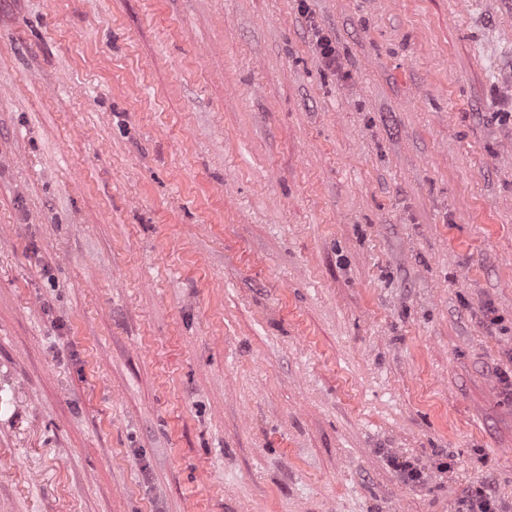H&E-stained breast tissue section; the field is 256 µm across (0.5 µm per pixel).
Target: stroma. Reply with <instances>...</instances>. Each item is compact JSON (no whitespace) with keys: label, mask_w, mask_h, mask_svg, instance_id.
I'll list each match as a JSON object with an SVG mask.
<instances>
[{"label":"stroma","mask_w":512,"mask_h":512,"mask_svg":"<svg viewBox=\"0 0 512 512\" xmlns=\"http://www.w3.org/2000/svg\"><path fill=\"white\" fill-rule=\"evenodd\" d=\"M510 371L512 0H0V512H512ZM500 501L490 489L467 492L458 500V512H499L503 510Z\"/></svg>","instance_id":"1"}]
</instances>
